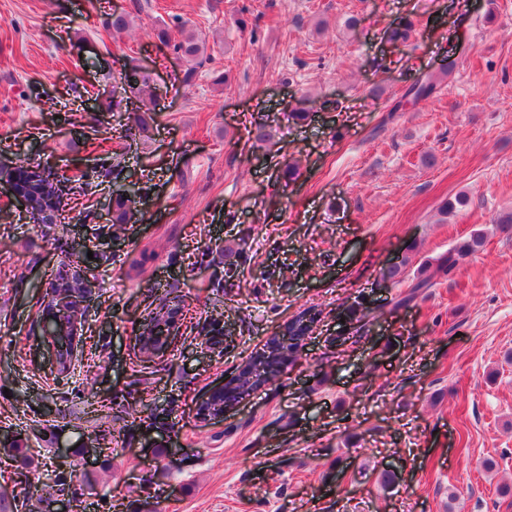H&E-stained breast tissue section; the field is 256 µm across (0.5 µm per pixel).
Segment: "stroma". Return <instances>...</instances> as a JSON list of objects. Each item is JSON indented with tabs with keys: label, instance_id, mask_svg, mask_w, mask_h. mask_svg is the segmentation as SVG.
Masks as SVG:
<instances>
[{
	"label": "stroma",
	"instance_id": "35a3bbf8",
	"mask_svg": "<svg viewBox=\"0 0 512 512\" xmlns=\"http://www.w3.org/2000/svg\"><path fill=\"white\" fill-rule=\"evenodd\" d=\"M125 11L128 31H104ZM408 17L411 41L390 43ZM157 25L205 41L191 85ZM454 52L433 98L392 110ZM132 60L164 109L128 138L138 98L101 114L89 94ZM116 152L122 171L64 224L29 223L0 182V444L34 459L22 471L0 452L13 512H512V236L493 222L512 211V0H0V159L77 177ZM120 187L135 222L112 221ZM459 194L468 206L440 221ZM478 230L451 278L393 309L401 288L379 274L407 241L412 274ZM228 244L242 249L231 280ZM67 258L99 276L61 375L37 316ZM360 296L370 331L352 343L343 316ZM162 298L184 312L160 357L138 336ZM308 306L322 315L299 361L224 419H197Z\"/></svg>",
	"mask_w": 512,
	"mask_h": 512
}]
</instances>
